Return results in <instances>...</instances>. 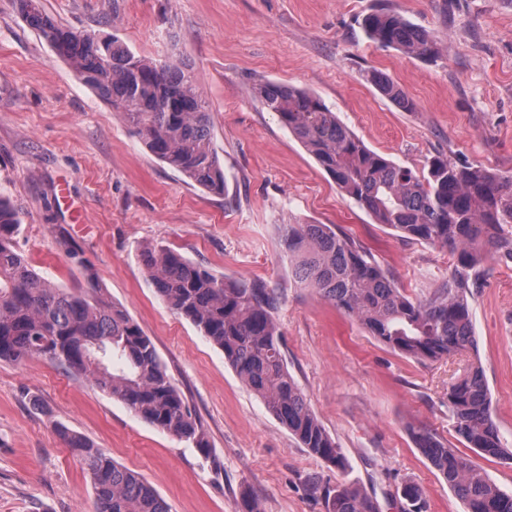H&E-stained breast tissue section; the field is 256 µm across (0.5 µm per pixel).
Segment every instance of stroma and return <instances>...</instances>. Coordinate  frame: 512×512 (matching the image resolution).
<instances>
[{
    "mask_svg": "<svg viewBox=\"0 0 512 512\" xmlns=\"http://www.w3.org/2000/svg\"><path fill=\"white\" fill-rule=\"evenodd\" d=\"M65 26L117 35L133 53H177L213 114L224 168L218 196L185 182L81 83L0 0V197L21 219L17 251L63 288L83 282L75 247L109 301L153 340L162 364L208 433L209 454L131 413L59 366L0 361V512H95L90 478L55 432L62 423L142 476L170 512H326L324 493L349 483L379 512H401L405 487L427 512H463L417 448L427 429L459 452L448 385L466 355L419 362L394 352L292 275L291 224H329L359 243L411 298L447 279L451 252L376 223L342 197L313 156L268 112L257 84L319 97L371 150L417 169L432 156L512 174V0H41ZM390 7L436 39L433 60L364 35ZM393 78L418 104L404 112L366 79ZM174 249L231 280H260L288 370L341 448L345 469L303 448L239 378L223 352L157 295L144 246ZM478 356L494 418L512 447V264L489 256L472 290Z\"/></svg>",
    "mask_w": 512,
    "mask_h": 512,
    "instance_id": "1",
    "label": "stroma"
}]
</instances>
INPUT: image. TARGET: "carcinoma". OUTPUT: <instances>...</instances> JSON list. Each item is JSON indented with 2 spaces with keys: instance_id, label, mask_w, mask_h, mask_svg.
I'll use <instances>...</instances> for the list:
<instances>
[{
  "instance_id": "1",
  "label": "carcinoma",
  "mask_w": 512,
  "mask_h": 512,
  "mask_svg": "<svg viewBox=\"0 0 512 512\" xmlns=\"http://www.w3.org/2000/svg\"><path fill=\"white\" fill-rule=\"evenodd\" d=\"M27 25L39 32L75 76L120 113L161 162L191 183L224 194V168L212 144V113L183 59L138 56L117 37L101 42L59 24L41 0H17ZM369 40L429 60L436 43L399 12L380 8L365 15ZM367 80L404 112L416 102L388 75ZM264 109L307 149L343 195L379 224L403 236L450 249L453 271L439 287L412 299L350 238L329 224H290L286 245L294 279L354 317L394 351L435 361L472 350L475 332L471 288L484 255L512 262V174L457 163L444 155L422 171L369 149L319 97L293 85L265 82L256 88ZM20 217L0 197V360L39 357L86 379L137 417L209 454V440L183 393L161 363L152 339L105 299V289L78 249L69 258L84 271V284L61 288L17 251ZM144 266L158 296L191 321L224 353L255 392L310 453L338 470L345 458L288 372L275 320L278 296L259 280L219 278L180 253L152 246ZM455 432L484 457L512 460L492 412L481 365L468 364L448 386ZM79 457L91 481L96 512H169L141 476L114 462L90 440L55 426ZM418 448L464 504V512H512V492L502 490L464 455L432 433L414 432ZM405 512H425L422 493L404 489ZM326 512H377L363 490L340 485L325 494Z\"/></svg>"
}]
</instances>
